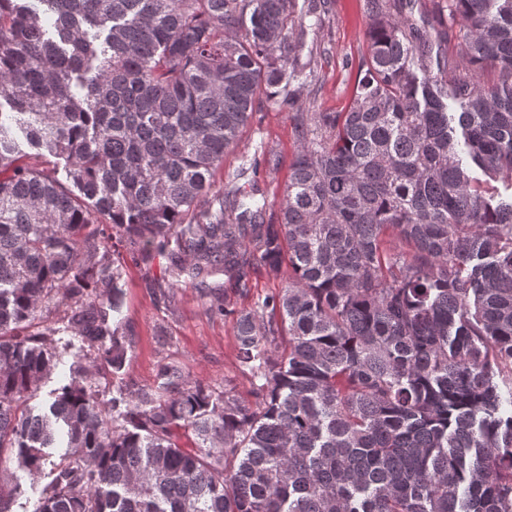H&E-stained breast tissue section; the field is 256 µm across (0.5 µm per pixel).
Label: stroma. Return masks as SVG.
<instances>
[{
    "mask_svg": "<svg viewBox=\"0 0 512 512\" xmlns=\"http://www.w3.org/2000/svg\"><path fill=\"white\" fill-rule=\"evenodd\" d=\"M304 24L309 51L301 59L310 62L318 74L315 84L299 88L305 109L344 111L354 94L367 48L370 18L364 0H330L323 19L308 17ZM297 146L290 112L274 102L259 100L237 144L226 151L213 176L214 185L219 190L227 184L247 185L251 181L241 177L242 164L256 159L261 167L252 182L270 203H279ZM269 154L278 160L272 170L262 164ZM120 251L124 259L122 305L109 319L131 330L132 346L122 369L115 371L105 365L92 374L91 385L98 399L111 403L120 389L132 384L157 387L160 369L169 362L179 363L191 381L217 388L228 382L241 398H249L250 382L237 358L235 313L283 288L288 266H281L275 274L256 267L242 286L224 281L226 312L219 315L210 311L209 300L196 281L183 279L172 297L162 296L161 289L167 284L166 255H155L146 263L129 245H121ZM54 347L56 368L30 402L36 409L48 406L55 390L68 382L83 350L80 337L62 322L57 325Z\"/></svg>",
    "mask_w": 512,
    "mask_h": 512,
    "instance_id": "35a3bbf8",
    "label": "stroma"
}]
</instances>
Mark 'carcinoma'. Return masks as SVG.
<instances>
[{
	"label": "carcinoma",
	"instance_id": "cac0c4a2",
	"mask_svg": "<svg viewBox=\"0 0 512 512\" xmlns=\"http://www.w3.org/2000/svg\"><path fill=\"white\" fill-rule=\"evenodd\" d=\"M38 2L0 0V469L65 443L38 512H512V0L434 2L451 76L414 0H365L364 75L347 111L293 114L276 210L208 192L261 95L298 104L327 0ZM116 241L168 251L171 289L288 257L237 313L251 399L167 363L110 409L82 374L33 412L49 308L126 360Z\"/></svg>",
	"mask_w": 512,
	"mask_h": 512
}]
</instances>
